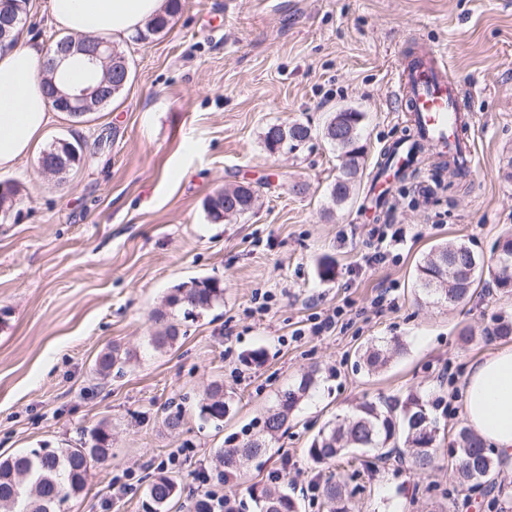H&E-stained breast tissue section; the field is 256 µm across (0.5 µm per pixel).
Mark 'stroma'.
I'll use <instances>...</instances> for the list:
<instances>
[{"mask_svg":"<svg viewBox=\"0 0 512 512\" xmlns=\"http://www.w3.org/2000/svg\"><path fill=\"white\" fill-rule=\"evenodd\" d=\"M445 53L475 120L469 177L421 163L398 179L386 204L365 220L377 159L408 128L396 110L395 77L411 47ZM131 78L112 103L74 120L53 113L37 149L0 182L20 191L0 222V455L45 444H78L83 429L107 422L112 455L93 468L68 512H144L147 478L164 471L180 494L171 512H189L213 489L217 448L261 435L276 393L302 373L318 382L283 435L237 479L238 512H256L248 492L280 472L316 484L297 491L301 512H322L329 474L354 488L352 512H512V470L494 492L450 482L446 446L465 424L460 395L471 362L505 347L487 336L512 317V293L486 280L460 304L437 303L415 285L418 262L436 245L466 243L491 259L512 235V0H183L170 27L124 44ZM364 113L360 170L348 201L329 189L342 159L322 131L333 113ZM301 122L313 137L269 153L262 133ZM84 145L64 177L39 158L60 140ZM305 185L293 194V184ZM251 185V213L211 223L205 199ZM381 224L403 227L397 258L367 259ZM335 274H318L323 259ZM218 278L224 300L193 319L172 311L180 334L151 342L154 311L174 286ZM397 284L394 307L374 311L377 287ZM343 307L347 325L308 335L314 318ZM472 329L462 344L461 328ZM398 345L383 370L357 365L371 345ZM128 352L122 373L100 380L99 356ZM262 362L249 361L252 351ZM223 385L231 409L223 428L197 405ZM416 393L452 397L440 414L437 467L415 475L394 460L346 456L313 466L319 429L361 403ZM176 400L184 421L163 423Z\"/></svg>","mask_w":512,"mask_h":512,"instance_id":"obj_1","label":"stroma"}]
</instances>
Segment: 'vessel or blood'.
I'll return each mask as SVG.
<instances>
[{
  "instance_id": "b4317fda",
  "label": "vessel or blood",
  "mask_w": 512,
  "mask_h": 512,
  "mask_svg": "<svg viewBox=\"0 0 512 512\" xmlns=\"http://www.w3.org/2000/svg\"><path fill=\"white\" fill-rule=\"evenodd\" d=\"M397 86L396 99L412 137L389 145L388 153L402 156L413 144L424 142L453 156L463 169L472 170L476 159L472 120L459 83L448 74L443 54L420 48L414 61L398 71ZM397 174L396 165L377 167L369 180L368 198L379 200Z\"/></svg>"
}]
</instances>
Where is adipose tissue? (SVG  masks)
Instances as JSON below:
<instances>
[{"mask_svg":"<svg viewBox=\"0 0 512 512\" xmlns=\"http://www.w3.org/2000/svg\"><path fill=\"white\" fill-rule=\"evenodd\" d=\"M167 0H47L50 21L68 34L131 40L165 12ZM41 45L25 36L21 47L0 54V170L14 168L35 148L51 121L42 91ZM463 408L474 432L512 464V348L472 363Z\"/></svg>","mask_w":512,"mask_h":512,"instance_id":"obj_1","label":"adipose tissue"}]
</instances>
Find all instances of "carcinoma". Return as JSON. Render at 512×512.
Listing matches in <instances>:
<instances>
[{"instance_id": "obj_1", "label": "carcinoma", "mask_w": 512, "mask_h": 512, "mask_svg": "<svg viewBox=\"0 0 512 512\" xmlns=\"http://www.w3.org/2000/svg\"><path fill=\"white\" fill-rule=\"evenodd\" d=\"M170 7L150 19L136 39L146 41L163 33L181 9L180 0H168ZM363 113L336 112L330 118L326 138L345 156L340 174L332 184L329 195L336 204L349 198L362 158L359 145ZM311 139V129L299 122L273 124L263 133L267 151L287 147L291 150ZM62 159L73 166L80 159L78 149L70 144H56L42 153L40 164L47 169ZM257 200L250 187L238 186L220 190L209 196L204 204L207 217L214 224L250 213ZM491 279L499 288L512 290V238L507 237L496 259L487 262L476 256L463 242L437 246L416 266V282L420 292L439 302L459 303L467 299L475 284ZM224 299L220 281L208 278L202 286H176L167 296V305L183 314H200ZM160 329L152 336L158 349L173 343L179 336L178 325L160 312L155 318ZM370 369L380 368L389 361L388 349L372 346L361 355ZM125 357L114 347L102 354L96 363V374L105 380L112 370L122 369ZM317 370L300 376L276 395L275 409L263 421V431L273 437L288 430L290 416L316 385ZM439 399L413 395L402 404L396 399L368 401L355 411L326 423L308 448L311 462L328 464L352 450L374 451L379 458L397 453L407 458L411 469L424 475L434 469L439 447V427L434 409ZM201 419L220 427L229 413L224 388L212 386L199 402ZM112 434L100 423L83 430V441L74 448H33L0 459V512H66V504L82 495L87 487L89 471L108 461ZM266 441L248 439L238 446L221 448L218 455L225 471L237 472L244 461L265 451ZM453 458L450 477L459 487L472 489L481 484L495 487L494 475L498 460L484 442L468 427L457 430L448 449ZM175 478L160 472L152 476L146 488L151 512H169L179 495ZM325 512H349V493L339 480L328 478L321 491ZM258 512H299L298 501L284 486L263 488L252 494Z\"/></svg>"}]
</instances>
